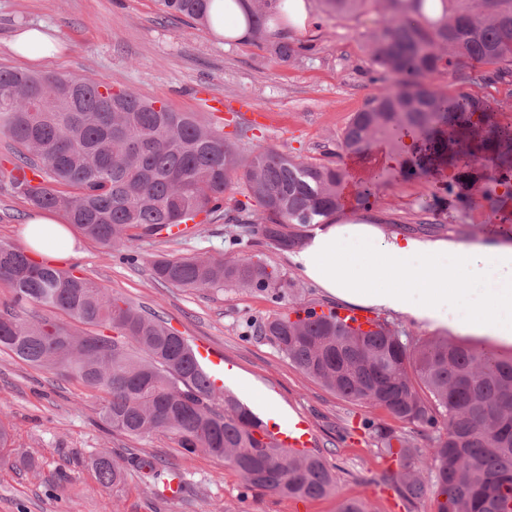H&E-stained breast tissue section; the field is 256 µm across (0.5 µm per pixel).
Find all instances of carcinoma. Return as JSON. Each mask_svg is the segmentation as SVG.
<instances>
[{
    "label": "carcinoma",
    "mask_w": 512,
    "mask_h": 512,
    "mask_svg": "<svg viewBox=\"0 0 512 512\" xmlns=\"http://www.w3.org/2000/svg\"><path fill=\"white\" fill-rule=\"evenodd\" d=\"M157 2L201 26L212 8V0ZM424 2L323 0L331 18L369 8L381 14L367 51L389 81L350 119L340 147L365 159L385 142L399 156L409 137L428 161L448 162V190L463 205L476 194L509 221L512 124L497 119L491 102L450 95L427 77L456 74L467 60L493 67L498 79L512 77V0H442L444 14L433 22L422 14ZM285 11V0H256L244 16L247 43L284 63L305 50L269 40ZM0 134L14 143L13 168L0 170V189L33 208L63 213L109 254L180 224L197 228L224 219V195L234 189L235 221L287 251L301 243L290 225L319 224L335 212L346 178L331 162L274 148L245 156L223 129L104 81L4 66ZM379 186L377 179L364 183L358 203L370 204ZM151 271L155 280L185 290L225 286L282 298L290 289L284 273L259 259L159 255ZM0 282L13 292L12 308L0 311V350L103 393L98 415L109 430L136 438L172 434L184 454L223 459L251 490L291 499L337 492L321 455L293 457L263 441L261 420L231 394L208 388L191 345L160 316L5 243ZM29 305L57 311L83 329L26 318L21 312ZM294 314L260 323L257 335L302 373L396 421L443 424L433 447L420 448L406 433L366 423L377 453L396 455L397 470L387 471L384 483L395 485L407 505L425 494L426 467L435 477L434 512H512V358L492 359L445 339L416 340L386 320L360 331L310 304ZM94 469L105 487L119 486L131 470L156 497L174 477L153 456L137 453L101 454Z\"/></svg>",
    "instance_id": "cac0c4a2"
}]
</instances>
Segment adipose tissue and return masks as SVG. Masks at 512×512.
Returning a JSON list of instances; mask_svg holds the SVG:
<instances>
[{
	"label": "adipose tissue",
	"mask_w": 512,
	"mask_h": 512,
	"mask_svg": "<svg viewBox=\"0 0 512 512\" xmlns=\"http://www.w3.org/2000/svg\"><path fill=\"white\" fill-rule=\"evenodd\" d=\"M57 29L17 32L12 50L38 62L58 55ZM53 211L32 214L24 239L30 250L56 258L66 240ZM288 262L304 279L346 303L403 315L462 336L512 345V245L462 244L384 232L355 216L313 230Z\"/></svg>",
	"instance_id": "1"
}]
</instances>
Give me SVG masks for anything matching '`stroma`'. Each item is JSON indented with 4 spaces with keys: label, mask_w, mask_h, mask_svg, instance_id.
Returning a JSON list of instances; mask_svg holds the SVG:
<instances>
[{
    "label": "stroma",
    "mask_w": 512,
    "mask_h": 512,
    "mask_svg": "<svg viewBox=\"0 0 512 512\" xmlns=\"http://www.w3.org/2000/svg\"><path fill=\"white\" fill-rule=\"evenodd\" d=\"M310 3L320 19L317 28L279 33L307 50L280 63L250 44L167 15L155 0H0V66L103 80L113 90L133 91L201 120L206 117L202 99L219 96L224 134L240 138L242 153L273 147L345 168L349 156L339 136L382 86L365 46L379 15L371 9L336 20L326 17L322 0ZM41 24L60 30L65 50L53 59L24 63L8 44L16 31ZM431 82L451 94L468 92L494 101L501 120L512 121V77L473 84L441 71ZM242 98L250 100L251 112L239 111ZM381 182L376 201L355 205L354 215L399 234L423 230L434 239L466 244L499 239L483 221L486 206L477 201L464 208L449 195L447 173L432 170L405 179L393 165L384 168ZM30 213L21 199L0 193V242L24 248L22 231ZM236 232V225L218 222L180 244L140 241L130 260L120 252L105 254L76 232L74 252L60 265L159 314L182 336L223 349L226 365L234 370L225 390L261 418H268L273 405L281 414L305 419L317 435L318 453L334 468L338 494L306 501L298 511L291 499L246 489L223 460L184 454L173 435L133 438L109 432L97 421L96 392L0 351V421L13 435L10 451L0 457V512H338L346 498L363 501L369 512H392L389 489L381 481L388 463L377 455L365 421L396 426L421 448L432 446L436 429L396 423L382 410L337 396L257 336L258 324L289 313L294 303L323 310L340 303L300 277L282 251ZM194 253L260 256L285 273L292 288L277 299L239 288L183 290L153 279L155 256ZM104 451L115 457L130 452L156 456L181 471L189 489L157 506L135 473H128L120 488L103 487L92 461ZM27 458L34 459V468L24 466Z\"/></svg>",
    "instance_id": "35a3bbf8"
}]
</instances>
